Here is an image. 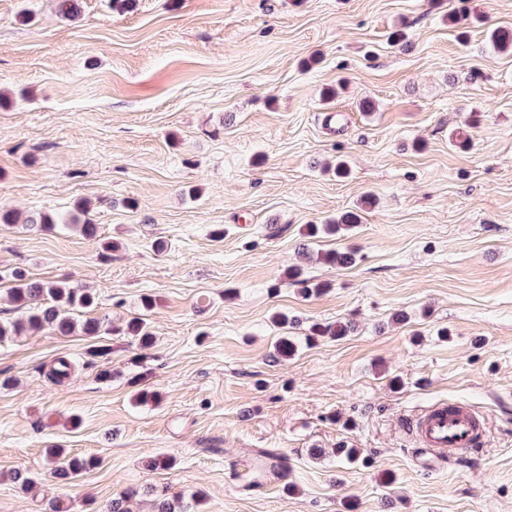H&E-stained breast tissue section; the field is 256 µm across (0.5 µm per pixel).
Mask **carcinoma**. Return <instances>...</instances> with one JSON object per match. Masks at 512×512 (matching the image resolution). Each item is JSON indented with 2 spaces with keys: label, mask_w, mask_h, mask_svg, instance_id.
Segmentation results:
<instances>
[{
  "label": "carcinoma",
  "mask_w": 512,
  "mask_h": 512,
  "mask_svg": "<svg viewBox=\"0 0 512 512\" xmlns=\"http://www.w3.org/2000/svg\"><path fill=\"white\" fill-rule=\"evenodd\" d=\"M491 42L494 48L503 54L512 53V30L496 28L491 32ZM85 208H77V214L65 219V224L79 231L89 240L98 237L97 226L88 219L81 218ZM358 223V215L348 212L342 215L334 224H310L307 231L311 238L337 235L349 230ZM323 260L338 267H347L353 264L354 254L349 251L334 250L323 255ZM289 280L301 287L306 295L319 292L324 284L316 283L303 276L301 269L294 268L288 273ZM12 288L10 292L18 308L24 310L25 317L16 321L0 322V338L9 335H18L24 331H35L49 328L60 335L69 336L80 333L89 338H96L103 331L117 335L136 336L138 340L149 345L153 336L147 324L141 318L128 320L125 327L112 325L106 317L87 316L83 320L75 314L91 311L96 304V293L88 288L74 285L65 281L38 280L28 276L21 268H15L10 273ZM353 330L349 321H338L334 324L322 325L314 323L309 327V339L316 341L326 336H346ZM45 465L50 475L60 480H67L83 471L96 468L100 461L95 457L65 456L59 448L47 451ZM13 482L25 492L32 491L36 486V479L32 472L18 469L12 473Z\"/></svg>",
  "instance_id": "1"
}]
</instances>
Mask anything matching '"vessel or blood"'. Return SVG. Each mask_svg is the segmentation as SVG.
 <instances>
[{
  "label": "vessel or blood",
  "mask_w": 512,
  "mask_h": 512,
  "mask_svg": "<svg viewBox=\"0 0 512 512\" xmlns=\"http://www.w3.org/2000/svg\"><path fill=\"white\" fill-rule=\"evenodd\" d=\"M410 430L434 457L460 458L479 448L484 422L468 406L441 403L428 407L412 421Z\"/></svg>",
  "instance_id": "1"
}]
</instances>
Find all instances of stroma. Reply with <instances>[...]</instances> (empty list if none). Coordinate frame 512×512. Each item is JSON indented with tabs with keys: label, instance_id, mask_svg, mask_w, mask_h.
Here are the masks:
<instances>
[{
	"label": "stroma",
	"instance_id": "obj_1",
	"mask_svg": "<svg viewBox=\"0 0 512 512\" xmlns=\"http://www.w3.org/2000/svg\"><path fill=\"white\" fill-rule=\"evenodd\" d=\"M502 27L512 0H81L73 22L55 0H0V207L61 218L86 200L119 244L0 224V319L19 317L20 267L95 288L94 315L146 316L154 336L0 340V512L126 493L151 512L150 486L202 512H512V55L487 40ZM338 159L346 177L324 169ZM352 208V231L307 241ZM306 243L355 253L308 262L325 285L310 297L284 277ZM339 320L354 331L307 345ZM284 335L297 351L279 362ZM136 377L160 402H132ZM454 400L483 414L484 447L424 465L403 416ZM53 443L100 464L22 493L11 471H39ZM265 451L292 474L249 485ZM167 452L174 468H148Z\"/></svg>",
	"mask_w": 512,
	"mask_h": 512
}]
</instances>
